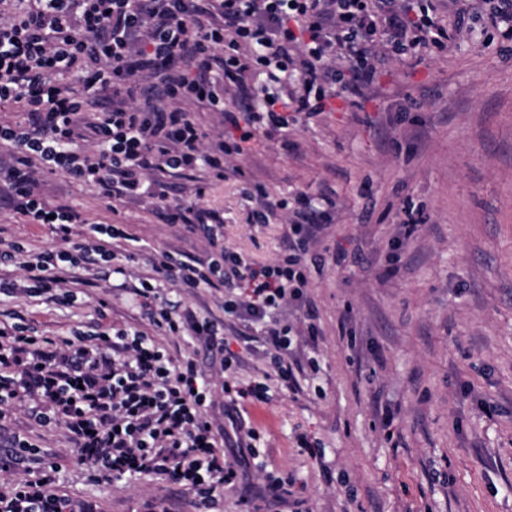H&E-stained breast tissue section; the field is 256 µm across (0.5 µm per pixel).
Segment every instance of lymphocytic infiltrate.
Here are the masks:
<instances>
[{
  "instance_id": "1",
  "label": "lymphocytic infiltrate",
  "mask_w": 512,
  "mask_h": 512,
  "mask_svg": "<svg viewBox=\"0 0 512 512\" xmlns=\"http://www.w3.org/2000/svg\"><path fill=\"white\" fill-rule=\"evenodd\" d=\"M469 28L462 11L447 30L436 0H0V103L29 116L25 124L0 121V147L11 150L0 183L15 210L50 223L63 244L35 251L1 238L0 263L17 264L26 283L0 278V294L68 304L74 295L65 285L77 270L108 264L124 276L140 260L124 225L91 224L73 206L46 202L43 177L59 172L100 198L150 204L205 239L203 261L154 253L132 295L156 333L190 337L218 355L230 402L266 400L274 380L293 388L294 326L278 314L298 307L315 334L306 256L324 231L319 210L335 203L314 206L304 192L274 197L257 182L244 188L254 231L285 216L286 253L260 263L225 245L223 213L201 204L209 184L224 180L256 133L287 137L298 115L326 112L330 98L365 96L387 52H444L451 32ZM228 95L241 100L238 111L225 109ZM197 105L220 113L222 130L198 124ZM196 172L206 179L192 200L171 202L165 175ZM174 282L224 288V312L245 348L265 346L269 368L248 389L230 379L240 357L225 322L170 307L164 290ZM18 405L39 425L63 428L92 479H172L192 492L198 512H213L238 481L224 459V430L209 417L206 373L145 332L90 340L1 323L0 419ZM10 446L0 472L15 479L0 487V512H94L55 491L58 463L38 457L27 439Z\"/></svg>"
}]
</instances>
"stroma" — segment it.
<instances>
[{"instance_id": "obj_1", "label": "stroma", "mask_w": 512, "mask_h": 512, "mask_svg": "<svg viewBox=\"0 0 512 512\" xmlns=\"http://www.w3.org/2000/svg\"><path fill=\"white\" fill-rule=\"evenodd\" d=\"M470 25L472 35L456 36L448 52L382 67L362 108L338 97L329 112L299 119L287 139L255 136L237 161L240 176L205 197L224 212L226 244L264 262L287 247L282 219L252 234L243 182L336 203L313 248L326 259L309 290L316 338L304 336L300 311H283L298 331L296 388L241 407L260 450L245 458L225 440L240 480L225 490L224 512H239L242 497L259 499L275 478L287 501L261 512H512V41L481 12ZM47 183L51 200L126 225L146 251L204 255L200 238L146 205L110 209L64 176ZM409 215L423 224L407 237ZM0 233L58 245L4 198ZM339 248L349 254L340 266L331 259ZM147 268L140 261L123 280L92 267L65 307L0 295V321L49 336L112 324L151 330L130 294ZM166 296L199 316H224L222 291L172 283ZM5 425L53 454L61 492L95 502L97 512H194L189 490L154 476L90 480L64 431L37 426L24 409ZM303 437L314 453L300 448Z\"/></svg>"}]
</instances>
